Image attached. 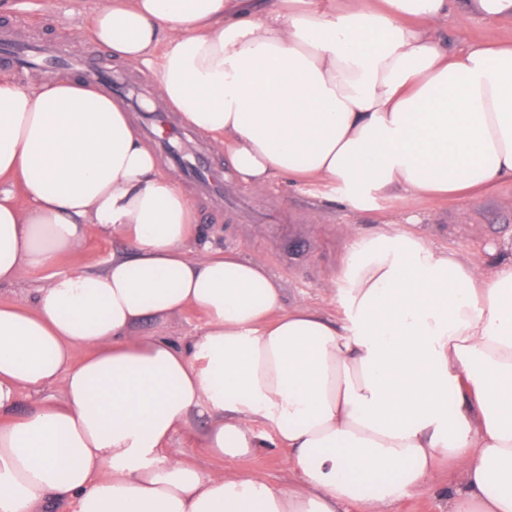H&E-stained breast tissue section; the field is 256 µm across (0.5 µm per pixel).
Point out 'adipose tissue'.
Here are the masks:
<instances>
[{
    "instance_id": "adipose-tissue-1",
    "label": "adipose tissue",
    "mask_w": 512,
    "mask_h": 512,
    "mask_svg": "<svg viewBox=\"0 0 512 512\" xmlns=\"http://www.w3.org/2000/svg\"><path fill=\"white\" fill-rule=\"evenodd\" d=\"M96 0L90 38L152 64L163 102L240 184L376 199L512 180V47H444L459 0ZM125 239L55 273L88 225ZM194 208L131 116L80 80L0 77V512H386L442 457L448 512H512V247L487 265L385 224L346 227L333 321L277 278L198 245ZM193 310L176 345L145 324ZM38 400L13 416L21 392ZM234 460L265 426L292 484L186 463L176 432ZM44 271L33 272L27 281L15 286H0L1 303L27 302L34 293V289L38 288L45 277Z\"/></svg>"
}]
</instances>
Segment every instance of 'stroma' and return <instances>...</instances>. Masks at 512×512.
I'll use <instances>...</instances> for the list:
<instances>
[{"label": "stroma", "mask_w": 512, "mask_h": 512, "mask_svg": "<svg viewBox=\"0 0 512 512\" xmlns=\"http://www.w3.org/2000/svg\"><path fill=\"white\" fill-rule=\"evenodd\" d=\"M14 7L0 11V24L15 25L31 37L63 43L72 56H109L105 46L83 34L94 7V0H13ZM436 37L451 50L473 43L512 42V17L484 20L476 9L466 17H451L438 24ZM184 138L222 170L224 202L200 195L192 180L167 156L159 161L164 173L189 197L205 239L213 248L234 250L263 264L282 285L285 307L307 303L321 308L329 317L340 316L335 294L326 286L341 256L345 225L362 231H375L390 224L404 230L409 215H416L415 232L429 236L438 248L455 250L475 262L489 259L492 251L512 244V182L491 187L477 200H417L410 207L383 199L377 209L355 213L326 199L315 187H294L287 180L263 192L238 184L232 170L226 169L224 151L207 135L186 130ZM117 237L102 235L89 226L85 241L63 256L57 270L102 268L114 253L125 249ZM291 453L263 441L249 456L235 460L236 469L257 474L273 485L293 482ZM463 483L461 470L440 462L434 481L407 490L391 504L389 512H445L441 488H457Z\"/></svg>", "instance_id": "35a3bbf8"}]
</instances>
